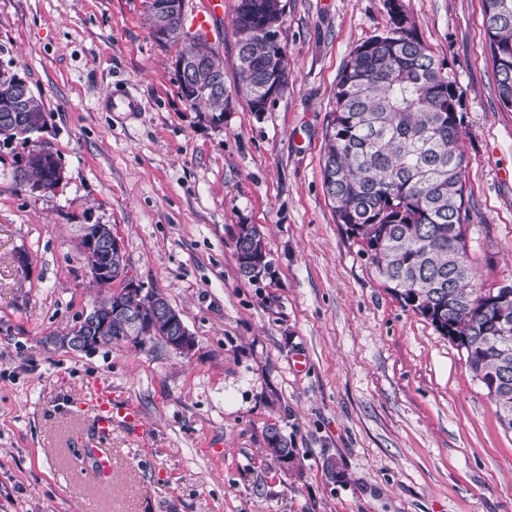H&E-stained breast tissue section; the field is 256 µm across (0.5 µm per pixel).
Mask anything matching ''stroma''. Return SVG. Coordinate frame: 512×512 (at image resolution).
Segmentation results:
<instances>
[{
	"instance_id": "stroma-1",
	"label": "stroma",
	"mask_w": 512,
	"mask_h": 512,
	"mask_svg": "<svg viewBox=\"0 0 512 512\" xmlns=\"http://www.w3.org/2000/svg\"><path fill=\"white\" fill-rule=\"evenodd\" d=\"M238 0L207 37L235 89ZM288 84L222 123L180 95L177 45L149 0H0V59L41 99L63 179H13L0 144V512H512V431L466 358L379 278L337 224L322 159L351 50L386 32L385 0H283ZM460 96L467 251L476 283H512V112L499 104L482 0H403ZM140 103L127 112L119 102ZM107 224L127 275L196 338L91 352L56 339L101 296L81 228ZM272 266L240 276V225ZM144 427L96 438L99 389ZM278 425L294 458L269 459ZM112 451L97 482L86 445ZM343 479L327 472V461Z\"/></svg>"
}]
</instances>
